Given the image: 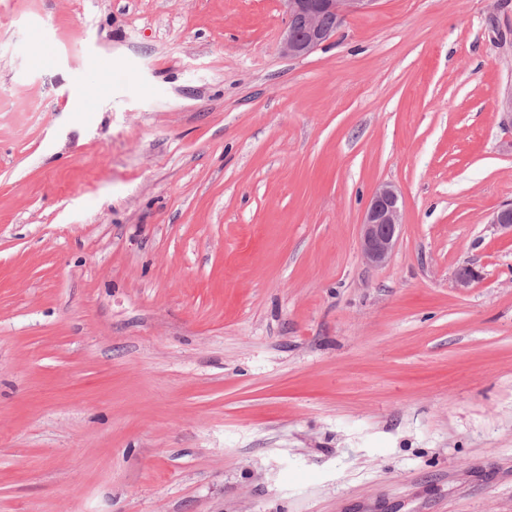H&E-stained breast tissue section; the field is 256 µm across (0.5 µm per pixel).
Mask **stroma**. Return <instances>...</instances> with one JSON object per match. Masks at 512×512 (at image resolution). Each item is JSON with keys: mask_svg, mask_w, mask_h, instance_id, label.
<instances>
[{"mask_svg": "<svg viewBox=\"0 0 512 512\" xmlns=\"http://www.w3.org/2000/svg\"><path fill=\"white\" fill-rule=\"evenodd\" d=\"M285 21L0 0V512H512V0ZM283 1L287 4L288 19L281 33L279 51L288 58L309 55L332 36L346 17L369 11L377 2V0ZM326 15L327 26L324 24ZM298 22L302 25L301 28L298 27ZM335 26L334 32L329 29ZM403 225V211L397 191L380 185L373 192L360 226L361 251L372 266L388 262Z\"/></svg>", "mask_w": 512, "mask_h": 512, "instance_id": "1", "label": "stroma"}]
</instances>
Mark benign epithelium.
Wrapping results in <instances>:
<instances>
[{"mask_svg":"<svg viewBox=\"0 0 512 512\" xmlns=\"http://www.w3.org/2000/svg\"><path fill=\"white\" fill-rule=\"evenodd\" d=\"M287 23L281 33L279 51L288 58L304 57L324 44L333 31L324 24L331 15L338 21L373 8L377 0H285ZM403 225V211L397 191L390 185L373 192L360 224V244L365 261L372 266L388 262ZM480 280L471 265L459 267L454 285L466 291Z\"/></svg>","mask_w":512,"mask_h":512,"instance_id":"7a95c632","label":"benign epithelium"}]
</instances>
